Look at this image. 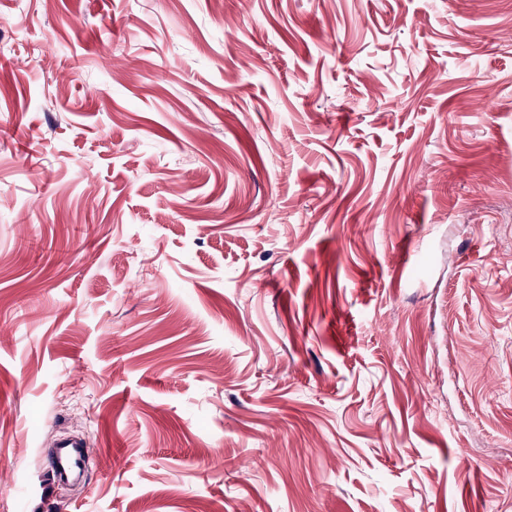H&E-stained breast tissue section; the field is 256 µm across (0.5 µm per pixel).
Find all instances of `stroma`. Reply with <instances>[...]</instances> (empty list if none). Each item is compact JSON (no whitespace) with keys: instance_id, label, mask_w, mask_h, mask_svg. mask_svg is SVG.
<instances>
[{"instance_id":"obj_1","label":"stroma","mask_w":512,"mask_h":512,"mask_svg":"<svg viewBox=\"0 0 512 512\" xmlns=\"http://www.w3.org/2000/svg\"><path fill=\"white\" fill-rule=\"evenodd\" d=\"M0 512H512V0H0ZM58 465L54 467L53 479L60 482L63 474L80 477L87 457V442L79 436L58 439L54 445Z\"/></svg>"}]
</instances>
